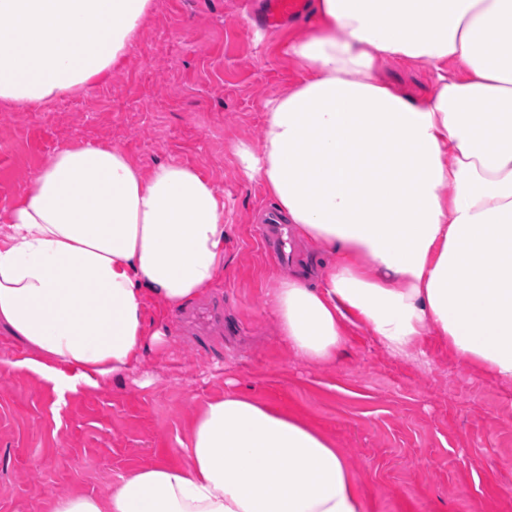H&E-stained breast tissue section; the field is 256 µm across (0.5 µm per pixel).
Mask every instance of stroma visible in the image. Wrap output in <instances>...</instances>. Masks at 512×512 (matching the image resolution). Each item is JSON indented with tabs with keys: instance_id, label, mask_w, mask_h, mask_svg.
I'll use <instances>...</instances> for the list:
<instances>
[{
	"instance_id": "35a3bbf8",
	"label": "stroma",
	"mask_w": 512,
	"mask_h": 512,
	"mask_svg": "<svg viewBox=\"0 0 512 512\" xmlns=\"http://www.w3.org/2000/svg\"><path fill=\"white\" fill-rule=\"evenodd\" d=\"M138 47L107 81L32 110L0 108V209L67 140L120 147L149 168L178 161L224 193V271L202 311L224 308V330L168 316L171 334L130 374L58 397L22 371L0 374V512H46L79 491L155 462H184L196 411L226 381L260 401L297 410L335 438L369 497L370 512H512V385L476 375L427 337L425 361L386 351L367 329L350 332L340 365L314 366L280 340L267 292L287 274L260 241L274 201L247 179L239 145L262 136L267 101L302 73L285 47L305 19L253 27L265 0H155ZM426 94V66L380 73Z\"/></svg>"
}]
</instances>
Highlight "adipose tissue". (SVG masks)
<instances>
[{
    "label": "adipose tissue",
    "instance_id": "1",
    "mask_svg": "<svg viewBox=\"0 0 512 512\" xmlns=\"http://www.w3.org/2000/svg\"><path fill=\"white\" fill-rule=\"evenodd\" d=\"M154 0H0V104L28 109L104 81ZM288 54L299 82L237 150L296 234L329 257L270 291L302 361L341 360L349 326L396 355L444 341L512 383V0H313ZM432 68L413 98L389 62ZM224 270V198L200 169L146 170L98 140L59 146L0 212V330L59 393L129 374L166 314ZM186 462L152 463L50 512H369L333 439L228 382L196 414Z\"/></svg>",
    "mask_w": 512,
    "mask_h": 512
}]
</instances>
